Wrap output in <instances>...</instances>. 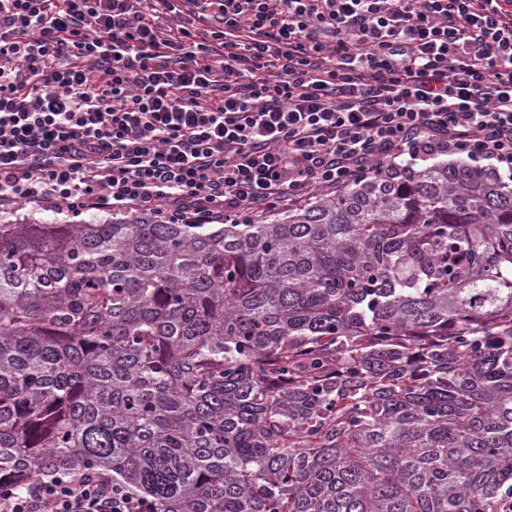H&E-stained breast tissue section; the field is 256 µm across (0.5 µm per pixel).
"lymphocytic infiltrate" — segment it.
<instances>
[{"label":"lymphocytic infiltrate","instance_id":"1","mask_svg":"<svg viewBox=\"0 0 512 512\" xmlns=\"http://www.w3.org/2000/svg\"><path fill=\"white\" fill-rule=\"evenodd\" d=\"M463 155L512 173V0H0V211L239 224ZM0 512H154L81 476Z\"/></svg>","mask_w":512,"mask_h":512}]
</instances>
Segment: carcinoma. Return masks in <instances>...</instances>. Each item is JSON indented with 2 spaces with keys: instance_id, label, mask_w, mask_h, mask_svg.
Masks as SVG:
<instances>
[{
  "instance_id": "obj_1",
  "label": "carcinoma",
  "mask_w": 512,
  "mask_h": 512,
  "mask_svg": "<svg viewBox=\"0 0 512 512\" xmlns=\"http://www.w3.org/2000/svg\"><path fill=\"white\" fill-rule=\"evenodd\" d=\"M157 512H501L512 183L437 160L259 224H0V481Z\"/></svg>"
}]
</instances>
